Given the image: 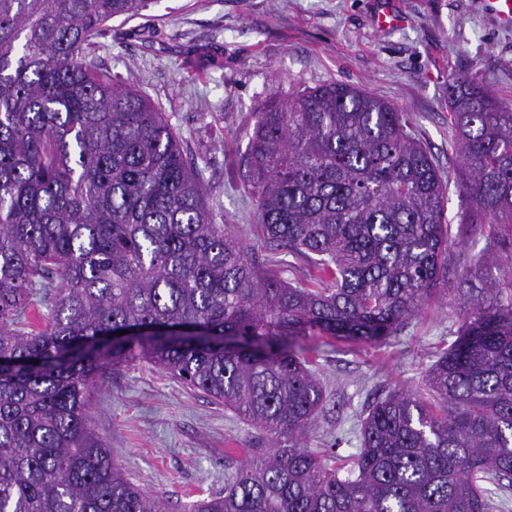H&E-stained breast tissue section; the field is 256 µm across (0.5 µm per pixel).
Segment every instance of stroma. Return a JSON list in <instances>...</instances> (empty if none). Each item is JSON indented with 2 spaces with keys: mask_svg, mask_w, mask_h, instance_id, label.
<instances>
[{
  "mask_svg": "<svg viewBox=\"0 0 512 512\" xmlns=\"http://www.w3.org/2000/svg\"><path fill=\"white\" fill-rule=\"evenodd\" d=\"M387 7L399 23L382 29L377 17ZM106 28L91 59L166 112L202 172L217 222L260 258L244 154L256 114L271 100L330 82L359 85L407 112L443 168L455 155L450 78H475L512 102V25L493 18L489 0H151L140 15L112 18ZM458 314L450 294L377 342L306 337L324 398L302 447L349 470L368 406L393 389L422 388L457 337ZM88 415L126 478L161 496L166 512H186L223 490L246 457L276 445L143 363L105 371Z\"/></svg>",
  "mask_w": 512,
  "mask_h": 512,
  "instance_id": "stroma-1",
  "label": "stroma"
}]
</instances>
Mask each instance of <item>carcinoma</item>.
<instances>
[{
  "label": "carcinoma",
  "mask_w": 512,
  "mask_h": 512,
  "mask_svg": "<svg viewBox=\"0 0 512 512\" xmlns=\"http://www.w3.org/2000/svg\"><path fill=\"white\" fill-rule=\"evenodd\" d=\"M147 4L0 0V512H165L86 414L103 371L137 360L282 442L192 512H508L512 104L449 80L451 182L406 114L358 85L269 102L246 178L265 249L314 269L290 282L216 222L165 113L84 62L107 21ZM481 242L458 272L451 246ZM450 292L457 339L425 392L369 407L351 474L300 447L323 389L297 340L378 341ZM132 327L152 332L112 336Z\"/></svg>",
  "instance_id": "1"
}]
</instances>
